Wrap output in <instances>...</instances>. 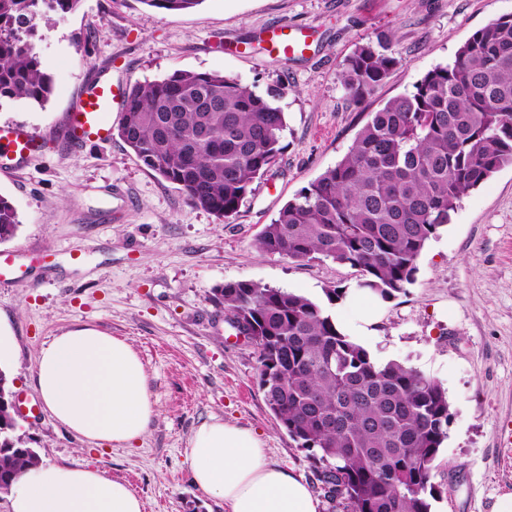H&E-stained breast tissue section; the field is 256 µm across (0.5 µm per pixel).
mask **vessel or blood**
Masks as SVG:
<instances>
[{"label": "vessel or blood", "instance_id": "obj_1", "mask_svg": "<svg viewBox=\"0 0 512 512\" xmlns=\"http://www.w3.org/2000/svg\"><path fill=\"white\" fill-rule=\"evenodd\" d=\"M268 41L274 51L291 54L303 51L305 43L296 31L284 25H275L267 30ZM124 101L120 93L111 86L94 81L83 90L82 101L77 112L69 120V134L74 141L105 140L112 131L113 113L122 111ZM39 149L37 138L26 130H0V152L11 153L25 159Z\"/></svg>", "mask_w": 512, "mask_h": 512}]
</instances>
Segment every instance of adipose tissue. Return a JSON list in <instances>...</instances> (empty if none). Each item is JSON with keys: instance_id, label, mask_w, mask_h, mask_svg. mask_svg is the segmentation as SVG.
<instances>
[{"instance_id": "1", "label": "adipose tissue", "mask_w": 512, "mask_h": 512, "mask_svg": "<svg viewBox=\"0 0 512 512\" xmlns=\"http://www.w3.org/2000/svg\"><path fill=\"white\" fill-rule=\"evenodd\" d=\"M36 389L53 419L99 448L133 446L156 414L138 355L125 340L94 329L62 333L41 349ZM188 456L196 486L229 512H318L308 484L271 463L248 428L203 422ZM6 500V512H143L127 482L67 464L26 466Z\"/></svg>"}]
</instances>
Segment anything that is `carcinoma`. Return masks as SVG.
<instances>
[{
	"label": "carcinoma",
	"instance_id": "obj_1",
	"mask_svg": "<svg viewBox=\"0 0 512 512\" xmlns=\"http://www.w3.org/2000/svg\"><path fill=\"white\" fill-rule=\"evenodd\" d=\"M81 0H0V102L44 104L52 80L31 42L38 22ZM183 12L204 0H139ZM400 63L391 41L356 47L341 75L356 99ZM279 88L217 72L176 71L126 93L117 133L142 163L218 219L238 213L281 152ZM512 165V15L475 31L452 63L369 113L347 154L303 187L266 225L258 248L294 261L319 257L360 269V287L388 300L407 291L427 242L459 200ZM18 227L0 196V242ZM236 332L253 337L259 386L279 427L308 452L324 497L343 512H432L434 463L451 404L437 380L375 360L319 301L256 282L215 289ZM0 373V492L40 462L10 433L15 418Z\"/></svg>",
	"mask_w": 512,
	"mask_h": 512
}]
</instances>
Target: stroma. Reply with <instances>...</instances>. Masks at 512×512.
Listing matches in <instances>:
<instances>
[{
    "label": "stroma",
    "instance_id": "1",
    "mask_svg": "<svg viewBox=\"0 0 512 512\" xmlns=\"http://www.w3.org/2000/svg\"><path fill=\"white\" fill-rule=\"evenodd\" d=\"M503 15H512V0H203L180 13L140 0H82L76 11L41 21L35 48L53 80L51 97L43 106L0 104V126L42 137L35 158L0 159V196L19 221L0 243L13 263L0 281V318L17 341L16 435L43 461L123 479L144 512H228L194 485L187 454L194 428L216 417L251 429L272 462L320 496L319 512H334L311 460L267 408L253 345L236 337L212 297L236 281L318 300L341 288L331 307L339 324L378 310L359 339L375 359L413 366L448 391L434 512H493L512 492V166L463 197L419 256L414 284L389 300L360 293L357 268L266 254L256 241L284 204L348 152L369 113L411 92ZM280 23L304 30V52L262 48L265 28ZM380 35L400 63L374 93L353 100L339 80L346 59ZM179 70L283 89L275 101L286 122L278 164L227 220L192 207L118 135L79 146L64 135L92 78L125 88ZM81 328L126 340L144 365L158 414L133 447L82 445L36 390L40 350Z\"/></svg>",
    "mask_w": 512,
    "mask_h": 512
}]
</instances>
